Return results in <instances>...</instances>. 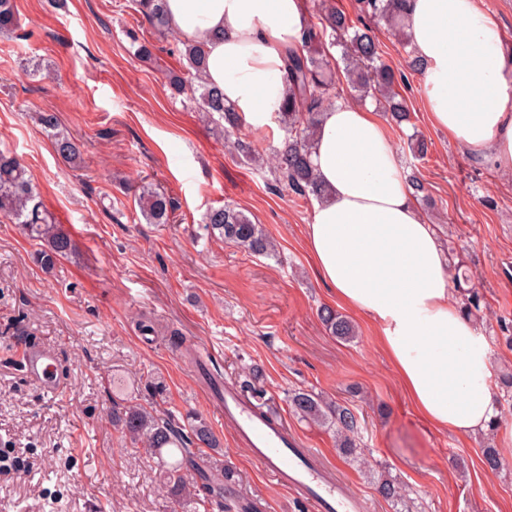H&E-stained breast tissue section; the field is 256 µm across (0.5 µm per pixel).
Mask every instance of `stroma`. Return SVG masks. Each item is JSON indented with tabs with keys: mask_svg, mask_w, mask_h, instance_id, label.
Returning a JSON list of instances; mask_svg holds the SVG:
<instances>
[{
	"mask_svg": "<svg viewBox=\"0 0 512 512\" xmlns=\"http://www.w3.org/2000/svg\"><path fill=\"white\" fill-rule=\"evenodd\" d=\"M335 3L353 24H370L381 61L406 75L396 90L410 120L386 123L399 165L422 182L432 201L423 219L484 297L475 322L496 372L512 373V171L489 169L433 128L421 75L407 70L388 25L370 22L359 0ZM14 5L20 28L0 36V150L27 166L76 250L42 268L38 242L0 216V512H197L192 497L172 493L150 449L113 427L109 408L121 399L181 424L190 414L204 419L220 445L197 460L236 468L232 498L259 512H314L238 443L216 392L174 347L176 335L219 365L225 384L260 368L252 403L320 449L322 466L367 512H396L375 491L381 473L403 487L410 512H512V400L498 403L490 441L506 459L493 474L482 462L485 436L463 438L417 416L366 316L352 314L353 341L326 331L317 310L333 300L304 246L312 201L273 186L269 172L230 153L215 126L173 95L175 40L155 34L129 0ZM135 38L152 60L134 56ZM37 64L50 77L35 74ZM42 112L57 113L85 142L80 166L55 153ZM413 133L428 145L424 159L409 153ZM144 179L174 199L175 223L141 219L129 186ZM227 202L274 239L278 259L207 236L204 213ZM142 320L155 334L141 335ZM47 343L68 376L54 396L20 366L25 349ZM298 388L358 413L367 466L342 457L330 430L297 419L287 395Z\"/></svg>",
	"mask_w": 512,
	"mask_h": 512,
	"instance_id": "35a3bbf8",
	"label": "stroma"
}]
</instances>
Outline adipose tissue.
I'll return each mask as SVG.
<instances>
[{
  "instance_id": "1",
  "label": "adipose tissue",
  "mask_w": 512,
  "mask_h": 512,
  "mask_svg": "<svg viewBox=\"0 0 512 512\" xmlns=\"http://www.w3.org/2000/svg\"><path fill=\"white\" fill-rule=\"evenodd\" d=\"M433 126L495 169L512 170V49L477 0H406ZM169 26L206 37V79L255 129L285 95L286 46L308 22L305 0H166ZM327 188L305 244L338 305L367 315L406 397L428 425L461 437L498 417L485 337L453 298L449 257L402 175L386 124L337 100L311 155Z\"/></svg>"
}]
</instances>
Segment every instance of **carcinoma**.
Returning a JSON list of instances; mask_svg holds the SVG:
<instances>
[{"label": "carcinoma", "instance_id": "obj_1", "mask_svg": "<svg viewBox=\"0 0 512 512\" xmlns=\"http://www.w3.org/2000/svg\"><path fill=\"white\" fill-rule=\"evenodd\" d=\"M312 2L317 4L322 14V22L318 27L304 29L299 41L285 52L282 78L287 93L276 116L283 137L273 148L270 166L275 180L285 182L295 195L305 200L321 199L326 194L310 156L320 113L340 98L339 64L331 58L329 48H341L347 82L358 100L373 97L397 123L409 120L407 109L394 90L395 84L405 76L397 75L380 62L374 36L366 31L349 32L352 21L329 0ZM404 2L406 0H362L374 17L386 21L398 32L402 46L406 48L410 46V38L400 23ZM133 4L155 32L163 37L173 35L166 20L164 0H133ZM18 24L14 0H0V34L14 33ZM175 39L180 45L179 55L184 61V68L180 74L172 72L168 75L170 84L177 92L190 95L196 111L207 122L219 128L223 135L231 136L244 124V118L224 103L223 91L204 79L206 59L201 42L192 43L178 35ZM38 121L51 137L57 155L69 164L79 165L83 144L60 129L56 113L41 112ZM232 145L238 155L251 162L266 156L261 140L257 138L239 136ZM137 196L139 210L146 223H173L174 203L166 192L143 183L137 186ZM0 215L13 220L25 235L42 243L37 261L46 269L54 267L60 258L75 248L70 235L43 208L36 184L25 166L16 157L3 152H0ZM204 224L211 234L234 243L249 254L278 259V252L265 230L230 203L210 208L205 214ZM455 283L458 291L466 297V315L480 311L481 296L474 289L471 277L465 272L457 273ZM317 316L325 329L338 339L350 341L357 335L352 321L329 306L318 308ZM184 355L201 367L215 392H220L221 373L211 372L203 364L201 355L191 348H185ZM288 401L292 412L300 419L335 429L336 447L341 455L365 464L359 443L361 421L351 409L307 391L292 393ZM110 414L113 426L120 428L134 443L140 442L151 449L158 457L161 473L174 492L186 489L188 469L191 468L197 472L206 492L207 499L203 503H214L219 509H224L222 490L240 481V476L229 465L209 472L199 467L192 447H219L218 439L203 419L192 417L188 427L182 428L155 417L140 403L127 405L123 402L112 403ZM483 458L493 473L504 465L501 452L494 446L483 450ZM376 492L385 501L398 502L403 498L402 488L385 474L378 476Z\"/></svg>", "mask_w": 512, "mask_h": 512}]
</instances>
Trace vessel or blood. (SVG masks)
I'll use <instances>...</instances> for the list:
<instances>
[{
	"instance_id": "b4317fda",
	"label": "vessel or blood",
	"mask_w": 512,
	"mask_h": 512,
	"mask_svg": "<svg viewBox=\"0 0 512 512\" xmlns=\"http://www.w3.org/2000/svg\"><path fill=\"white\" fill-rule=\"evenodd\" d=\"M21 360L26 378L41 392H61L64 374L53 345L28 348ZM218 409L251 457L281 487L300 492L315 512H363L362 498L328 480L316 462L317 450L304 447L277 419L256 409L229 387L225 388Z\"/></svg>"
}]
</instances>
